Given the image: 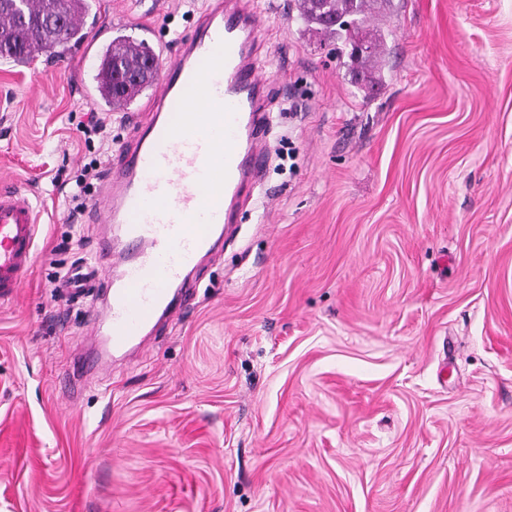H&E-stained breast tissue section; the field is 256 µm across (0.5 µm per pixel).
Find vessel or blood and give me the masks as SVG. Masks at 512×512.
<instances>
[{
	"instance_id": "vessel-or-blood-1",
	"label": "vessel or blood",
	"mask_w": 512,
	"mask_h": 512,
	"mask_svg": "<svg viewBox=\"0 0 512 512\" xmlns=\"http://www.w3.org/2000/svg\"><path fill=\"white\" fill-rule=\"evenodd\" d=\"M259 15L236 0H207L164 69L147 120L108 166L90 219L105 232L101 266L79 270L67 289L106 284L104 309H90L102 346L74 362L102 372L143 346L164 318L178 316L189 275L224 244L245 193L266 164L267 80L257 69ZM39 214L17 181H0V299L16 294L31 269Z\"/></svg>"
}]
</instances>
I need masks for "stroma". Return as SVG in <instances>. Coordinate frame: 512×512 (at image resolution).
I'll return each instance as SVG.
<instances>
[{
    "label": "stroma",
    "instance_id": "obj_1",
    "mask_svg": "<svg viewBox=\"0 0 512 512\" xmlns=\"http://www.w3.org/2000/svg\"><path fill=\"white\" fill-rule=\"evenodd\" d=\"M205 0H92L62 55L0 61V174L40 206L0 300V512H512V0H372L371 99L297 0L264 18L262 186L184 314L61 386L104 287L69 221L101 49L188 34Z\"/></svg>",
    "mask_w": 512,
    "mask_h": 512
}]
</instances>
